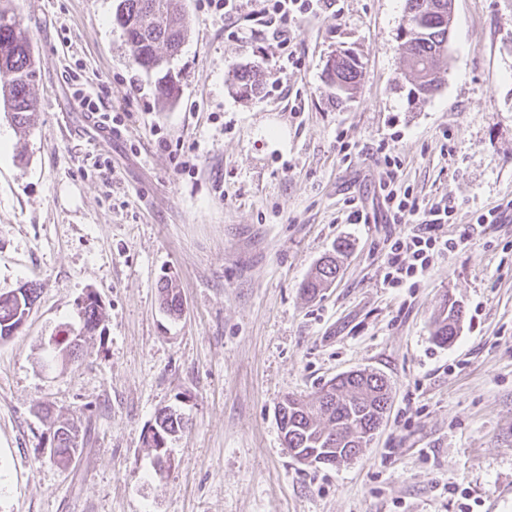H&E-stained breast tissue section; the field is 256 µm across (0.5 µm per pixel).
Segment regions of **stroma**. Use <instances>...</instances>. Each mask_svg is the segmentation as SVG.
<instances>
[{"label": "stroma", "mask_w": 512, "mask_h": 512, "mask_svg": "<svg viewBox=\"0 0 512 512\" xmlns=\"http://www.w3.org/2000/svg\"><path fill=\"white\" fill-rule=\"evenodd\" d=\"M116 5L7 2L37 75L28 129L0 111V293H41L0 341V512H512V0H453L446 70L424 102L402 76L404 0H328L285 45L260 0L224 17L183 0L169 103L132 64ZM339 49L362 69L341 104L324 81ZM245 63L266 76L248 100L232 86ZM387 159L414 195L447 201L442 233L461 242L415 288L383 285L384 238L409 231L379 189ZM498 207L506 218L474 231ZM357 209L367 223L348 222ZM341 241L340 276L306 298ZM166 279L177 320L159 304ZM90 291L105 318L80 361L45 367ZM446 294L464 319L440 347ZM358 369L391 387L383 426L352 463L294 460L283 396ZM165 408L186 425L159 470L143 435ZM56 420L82 437L66 469L49 456ZM160 305L170 315L179 317L183 312L180 292L172 282L166 280L159 289Z\"/></svg>", "instance_id": "obj_1"}]
</instances>
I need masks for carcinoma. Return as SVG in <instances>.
Instances as JSON below:
<instances>
[{
    "label": "carcinoma",
    "mask_w": 512,
    "mask_h": 512,
    "mask_svg": "<svg viewBox=\"0 0 512 512\" xmlns=\"http://www.w3.org/2000/svg\"><path fill=\"white\" fill-rule=\"evenodd\" d=\"M451 0H405L403 28L407 50L405 77L410 80L409 96L425 100L440 86V75L446 65L447 53L442 43L448 34V3ZM125 18L124 29L132 62L148 75H155V88L164 102L174 100L179 85L167 65L177 55L187 37V25L181 0H117L115 20ZM36 61L28 28L7 8L0 7V103L12 123L19 129L30 126L33 112L30 90L36 78ZM326 83L335 90L336 100L354 96L361 81V66L356 57L345 51L337 53L332 68L324 71ZM235 93L242 99L259 94L264 81L261 71L248 65L235 68ZM348 244L340 243L334 253L323 256L302 283L303 294L316 296L321 288L332 283L340 272L341 258ZM39 296V287L17 288V295L0 293V340L16 332L14 317L30 314ZM160 305L171 316L183 312L180 292L166 281L159 289ZM81 321L78 329L66 327L62 336L53 338L52 355L46 363L61 359L62 353L76 336L94 331L104 317L103 308L86 294L77 304ZM463 318L461 307L449 296L442 299L435 319L432 341L446 346L457 336ZM389 401V387L377 373L361 371L347 376L324 395L316 398L287 395L278 404L284 411L279 425L286 430L288 448H364L371 440L369 432L382 417ZM181 415L172 409L158 412L154 428L146 437L149 448L184 429ZM59 437L53 459L69 466L81 452L78 430L62 423L53 433Z\"/></svg>",
    "instance_id": "cac0c4a2"
}]
</instances>
